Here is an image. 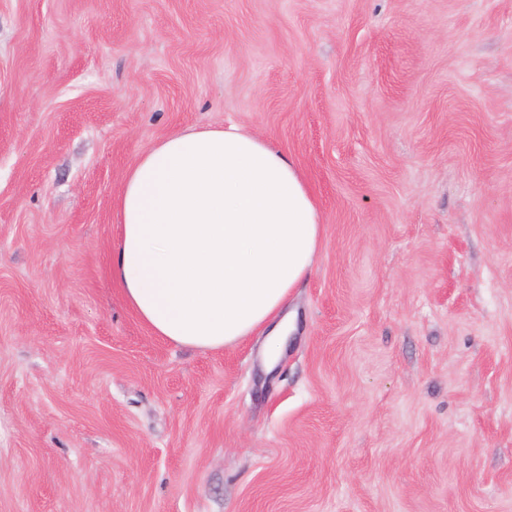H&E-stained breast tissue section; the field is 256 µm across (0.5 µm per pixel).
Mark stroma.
I'll use <instances>...</instances> for the list:
<instances>
[{
    "instance_id": "35a3bbf8",
    "label": "stroma",
    "mask_w": 512,
    "mask_h": 512,
    "mask_svg": "<svg viewBox=\"0 0 512 512\" xmlns=\"http://www.w3.org/2000/svg\"><path fill=\"white\" fill-rule=\"evenodd\" d=\"M228 123L325 224L276 371L112 281L127 169ZM0 512H512V0H0Z\"/></svg>"
}]
</instances>
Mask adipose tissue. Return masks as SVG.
<instances>
[{"mask_svg": "<svg viewBox=\"0 0 512 512\" xmlns=\"http://www.w3.org/2000/svg\"><path fill=\"white\" fill-rule=\"evenodd\" d=\"M115 215L112 279L154 335L219 349L262 330L277 359L324 235L291 155L235 124L173 132L128 168Z\"/></svg>", "mask_w": 512, "mask_h": 512, "instance_id": "obj_1", "label": "adipose tissue"}]
</instances>
